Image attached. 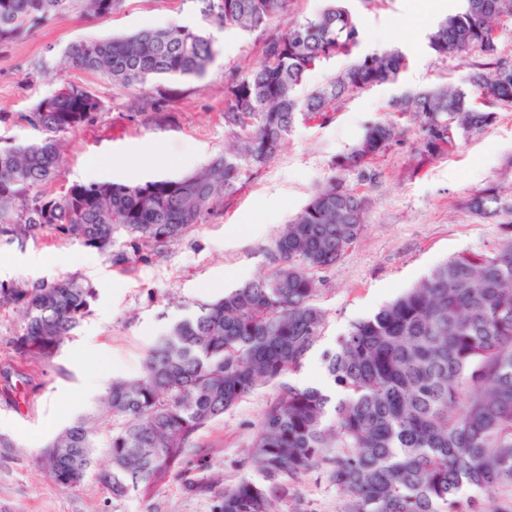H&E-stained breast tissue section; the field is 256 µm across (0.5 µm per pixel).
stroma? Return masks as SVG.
Returning <instances> with one entry per match:
<instances>
[{"label": "stroma", "mask_w": 512, "mask_h": 512, "mask_svg": "<svg viewBox=\"0 0 512 512\" xmlns=\"http://www.w3.org/2000/svg\"><path fill=\"white\" fill-rule=\"evenodd\" d=\"M446 2L445 13L437 14L430 11V0H378L368 10L360 0H350L362 29L361 53L396 49L407 57L399 82L346 98L329 119L296 123L270 163L225 197L221 216L190 229L133 270L118 271L96 250L50 231L0 244V285L74 277L97 293L49 360L16 354L11 339L24 320L16 309L0 307V436L12 442L0 448V512H209L208 498L186 494L178 477L149 498H112L93 474L78 490L61 489L41 468L39 455L62 428L94 410L100 395L85 392L87 374H97L101 390L113 379L137 377L168 326L226 289L272 270L279 232L338 174L336 157L369 123L387 118L393 97L448 83L466 86L470 58L441 59L428 47L431 32L462 5ZM197 18L192 0H124L108 19L72 11L0 46V113L29 111L69 84L87 87L104 104L95 123L65 136L52 190L177 176L207 164L235 139L236 130L224 124L225 80L260 62L267 31L220 34L219 54L203 79H159L126 90L73 68L65 57L67 47L81 40ZM142 95L164 97L166 120L149 112L132 117L130 105ZM399 124L398 143L370 165L372 180L354 171L343 175L369 201L367 227L359 242L320 275L316 302L326 312V326L302 370L291 377L298 387L325 385L322 355L353 322L376 313L441 262L489 248L503 235L499 218L471 213L467 201L494 185L502 209L512 208V107L499 108L493 126L459 140L453 154L424 166L414 161L417 124L408 118ZM274 395V386H261L202 430L194 464L206 475H222L227 488L253 476L246 463L249 444ZM345 506V495L313 473L278 510L344 512Z\"/></svg>", "instance_id": "35a3bbf8"}]
</instances>
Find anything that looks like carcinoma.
Masks as SVG:
<instances>
[{
	"mask_svg": "<svg viewBox=\"0 0 512 512\" xmlns=\"http://www.w3.org/2000/svg\"><path fill=\"white\" fill-rule=\"evenodd\" d=\"M201 21L143 29L70 45L76 69L119 88L156 78L201 79L218 55V34L264 30L288 0H194ZM123 0H0V44L23 39L52 18L79 10L106 19ZM504 0H465L429 37L440 58L477 53L469 89L406 91L390 111L420 123L417 163L452 153L462 138L512 106V60L500 50ZM360 28L348 0H325L312 16L265 41L263 58L228 76L224 121L242 132L199 169L140 182L101 181L58 193L48 186L62 163L65 135L92 124L101 100L69 84L13 120L36 135L0 144V242L50 230L93 248L121 272L222 214L224 198L268 163L295 123L328 117L345 96L398 83L399 51L360 55ZM349 63L325 86L299 89L310 71ZM141 112L163 116L164 100L140 96ZM401 136L393 122L367 126L335 162L365 169ZM367 202L342 179L321 186L274 243L275 269L172 325L148 352L141 374L117 380L93 416L58 432L40 454L61 489L96 472L114 498L150 496L188 476L198 434L256 388L273 384L250 445L244 477L211 499L210 512H278L304 477L320 473L349 496L345 512H498L493 494L512 495V211L491 249L457 254L373 315L353 323L324 353L328 386L300 388L301 371L325 327L314 272L328 269L366 227ZM469 208L498 211L493 187ZM96 299L73 277L0 288V304L22 311L13 338L25 358L51 359ZM120 420L105 437L95 421Z\"/></svg>",
	"mask_w": 512,
	"mask_h": 512,
	"instance_id": "carcinoma-1",
	"label": "carcinoma"
}]
</instances>
